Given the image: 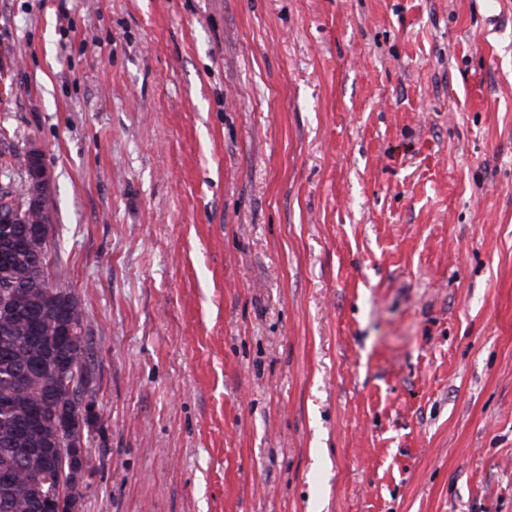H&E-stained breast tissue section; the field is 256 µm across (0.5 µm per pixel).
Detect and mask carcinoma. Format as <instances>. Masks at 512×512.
Returning <instances> with one entry per match:
<instances>
[{"mask_svg": "<svg viewBox=\"0 0 512 512\" xmlns=\"http://www.w3.org/2000/svg\"><path fill=\"white\" fill-rule=\"evenodd\" d=\"M47 197L30 195L29 167L8 191L0 190V512H38L70 491L71 462L50 448L83 446L85 429L64 430L76 403L93 393L84 312L74 296L51 285Z\"/></svg>", "mask_w": 512, "mask_h": 512, "instance_id": "obj_1", "label": "carcinoma"}]
</instances>
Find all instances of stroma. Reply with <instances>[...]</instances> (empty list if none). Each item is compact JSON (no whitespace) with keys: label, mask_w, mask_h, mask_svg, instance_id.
<instances>
[{"label":"stroma","mask_w":512,"mask_h":512,"mask_svg":"<svg viewBox=\"0 0 512 512\" xmlns=\"http://www.w3.org/2000/svg\"><path fill=\"white\" fill-rule=\"evenodd\" d=\"M33 146L79 512H512V0H0Z\"/></svg>","instance_id":"stroma-1"}]
</instances>
